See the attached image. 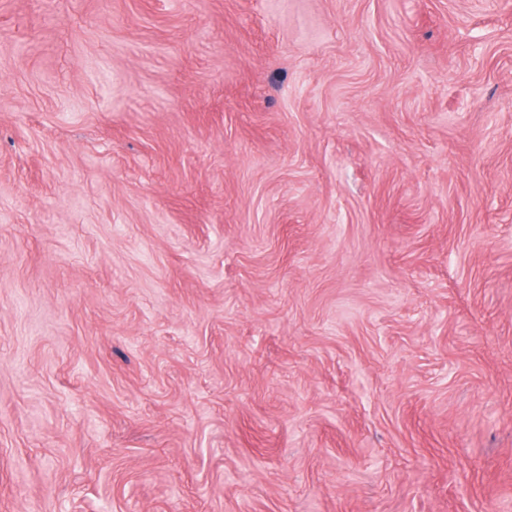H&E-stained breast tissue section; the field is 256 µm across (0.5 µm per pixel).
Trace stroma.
Returning <instances> with one entry per match:
<instances>
[{"instance_id":"1","label":"stroma","mask_w":512,"mask_h":512,"mask_svg":"<svg viewBox=\"0 0 512 512\" xmlns=\"http://www.w3.org/2000/svg\"><path fill=\"white\" fill-rule=\"evenodd\" d=\"M0 512H512V0H0Z\"/></svg>"}]
</instances>
